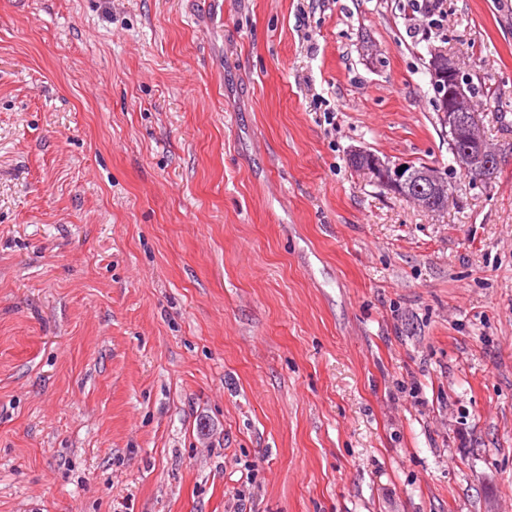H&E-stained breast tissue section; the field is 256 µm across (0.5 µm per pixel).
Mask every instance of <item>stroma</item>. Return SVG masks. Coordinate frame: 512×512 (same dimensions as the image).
<instances>
[{"label": "stroma", "instance_id": "35a3bbf8", "mask_svg": "<svg viewBox=\"0 0 512 512\" xmlns=\"http://www.w3.org/2000/svg\"><path fill=\"white\" fill-rule=\"evenodd\" d=\"M436 8L0 0V512H512V0ZM445 58L447 69L441 72L436 69L440 58ZM430 80L435 88H440L443 82L441 77H445L446 91L439 95L438 107L439 115L443 129L448 128L449 134L453 138L448 141L453 148V160L457 167L466 175L475 177L476 180L486 182L494 177L497 178L502 162V154L499 150L489 146V144L480 136L477 120L479 108L475 105V90L463 76H460L463 83L469 86L467 88L461 85L459 78V68L454 57L447 53H437L433 55L430 61ZM473 94V95H472ZM455 140L457 144L455 145ZM448 143V145H449ZM496 173V174H495ZM402 165L406 168L401 169ZM409 166L421 170L415 172ZM426 166L384 161L376 155L371 158L369 167L364 168L387 190L410 199L425 210L437 212L448 198V180L439 167Z\"/></svg>", "mask_w": 512, "mask_h": 512}]
</instances>
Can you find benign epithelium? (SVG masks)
Instances as JSON below:
<instances>
[{"label":"benign epithelium","instance_id":"1","mask_svg":"<svg viewBox=\"0 0 512 512\" xmlns=\"http://www.w3.org/2000/svg\"><path fill=\"white\" fill-rule=\"evenodd\" d=\"M429 71L432 85L446 86L445 93L439 95L438 107L442 127L451 135L449 143L456 166L479 181L490 180L501 165L502 154L479 134L478 107L472 93L460 83L456 60L446 53H437L430 61ZM367 170L387 190L430 212L439 211L448 198L446 176L437 166L416 172L402 167L400 162L384 161L376 155Z\"/></svg>","mask_w":512,"mask_h":512}]
</instances>
